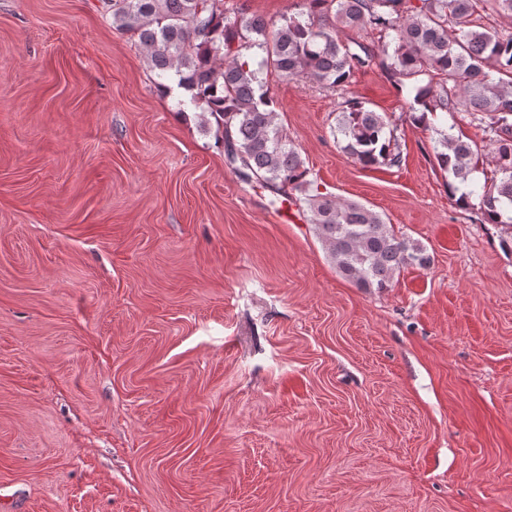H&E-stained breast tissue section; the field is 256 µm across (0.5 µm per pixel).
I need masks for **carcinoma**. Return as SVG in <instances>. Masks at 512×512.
Instances as JSON below:
<instances>
[{"instance_id":"carcinoma-1","label":"carcinoma","mask_w":512,"mask_h":512,"mask_svg":"<svg viewBox=\"0 0 512 512\" xmlns=\"http://www.w3.org/2000/svg\"><path fill=\"white\" fill-rule=\"evenodd\" d=\"M220 2L104 0L112 27L138 36L156 76L177 80L201 120L214 119L224 162L240 181L271 191L277 208L293 199L306 205L343 277L381 290L400 269H426L432 258L380 214L307 179L301 154L277 122L269 72L330 89L375 64L400 79L427 77L413 86L415 124L427 127L429 112L463 113L485 133L479 146L454 133V123L434 130V158L451 197L462 208L478 206L488 223L512 228V31L485 24L492 16L511 20L512 0H306V12L277 22L228 16ZM346 30L374 39L344 38ZM332 134L366 168L402 165L390 119L363 101L341 103Z\"/></svg>"}]
</instances>
